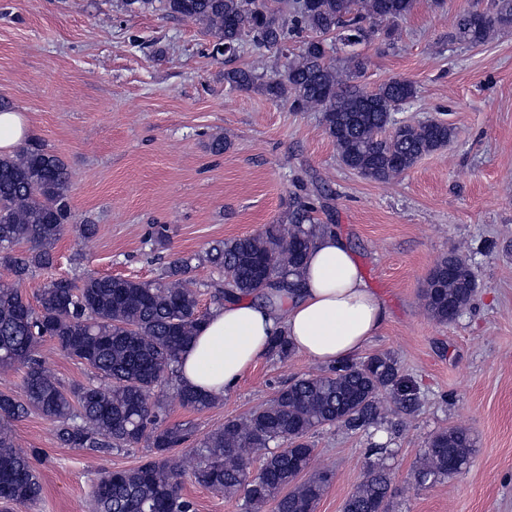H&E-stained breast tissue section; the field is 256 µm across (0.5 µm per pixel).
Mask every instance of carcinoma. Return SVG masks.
Masks as SVG:
<instances>
[{"label": "carcinoma", "mask_w": 512, "mask_h": 512, "mask_svg": "<svg viewBox=\"0 0 512 512\" xmlns=\"http://www.w3.org/2000/svg\"><path fill=\"white\" fill-rule=\"evenodd\" d=\"M161 4L169 16L204 25L224 55H236L248 41L257 54L246 67L224 69L232 90L257 89L295 112H318L325 134L348 168L388 182L407 172L423 155L448 145L453 128L445 122H396L401 107L417 97L406 78L373 89L359 84L366 57L357 46L381 36L392 45L396 25L411 14L415 0H124L141 10ZM512 29V0H487L451 22L448 42L482 44ZM299 44L293 48V44ZM345 55L334 63L335 44ZM68 166L40 144L0 153V265L12 275L0 281V366L24 369L22 393L0 391V504L30 508L42 485L29 457L17 449L9 424L32 412L54 427L57 442L98 450L150 448L132 469L107 471L93 489L95 512H194L181 493L183 462L171 450L193 434L187 424H164L163 387L176 376L179 356L196 336L207 313L199 309L200 289L188 277L208 264L224 273L211 291L213 303L240 297L259 299L277 282L299 286L315 237L330 226L313 217L307 197H292L285 222L256 236L217 241L202 255L175 260L163 280H135L88 273L76 284L46 283L32 304L20 284L52 267L55 246L68 232L81 240L94 224H75L70 206ZM474 271L451 251L431 270L422 298L430 317L448 322L475 293ZM46 339L85 365L92 379L64 385L37 357ZM390 393L397 411L416 407L411 387L399 379L397 361L376 354L340 362L281 387L266 404L242 418H230L196 449L195 482L205 488L244 492L254 512H315L330 479L311 472V432L326 426L366 430L382 419L380 396ZM176 395L196 412L217 398L184 385ZM474 446L460 427L441 428L427 442L420 482L443 480L470 462ZM386 448L369 449L366 477L346 500L343 512H387L391 472ZM262 455L257 477L245 483L250 458ZM310 476L304 481L299 477Z\"/></svg>", "instance_id": "obj_1"}]
</instances>
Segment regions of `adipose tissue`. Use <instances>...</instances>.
<instances>
[{
  "label": "adipose tissue",
  "mask_w": 512,
  "mask_h": 512,
  "mask_svg": "<svg viewBox=\"0 0 512 512\" xmlns=\"http://www.w3.org/2000/svg\"><path fill=\"white\" fill-rule=\"evenodd\" d=\"M267 294L264 303L239 298L210 312L181 354L183 385L224 395L280 334L299 353L329 366L360 353L388 319L383 299L367 286L348 242L334 231L314 241L299 295L284 285Z\"/></svg>",
  "instance_id": "ef3b65f1"
}]
</instances>
